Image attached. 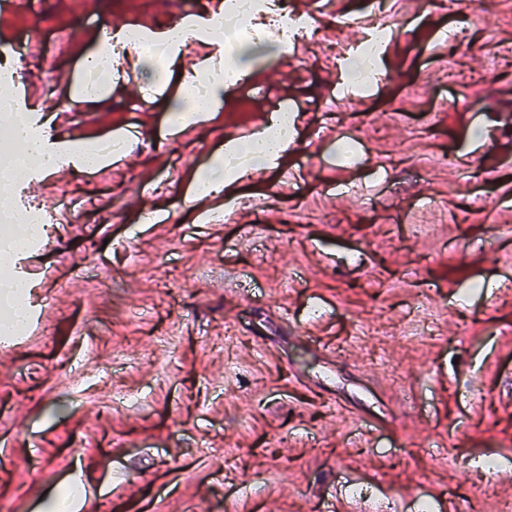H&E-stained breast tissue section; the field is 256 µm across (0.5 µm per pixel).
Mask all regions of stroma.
Returning <instances> with one entry per match:
<instances>
[{"label":"stroma","mask_w":512,"mask_h":512,"mask_svg":"<svg viewBox=\"0 0 512 512\" xmlns=\"http://www.w3.org/2000/svg\"><path fill=\"white\" fill-rule=\"evenodd\" d=\"M421 8L392 11L383 78L336 104L361 169L299 122L266 182L198 206L227 128L337 93L327 36L294 71L256 59L258 86L182 128L169 74L80 93L101 25L167 28L160 0L0 13L10 51L52 32L59 59L28 80L51 86L70 135L127 143L96 173L61 166L27 192L62 219L39 249L42 317L0 344V512H44L74 484L80 512H416L421 498L496 512L512 497V210L497 204L512 193V0ZM283 168L302 178L252 208L254 227L217 221L273 196ZM290 317L321 346L289 335ZM411 323L421 334L401 338ZM359 418L378 446L358 441ZM489 454L502 467L477 472Z\"/></svg>","instance_id":"stroma-1"}]
</instances>
